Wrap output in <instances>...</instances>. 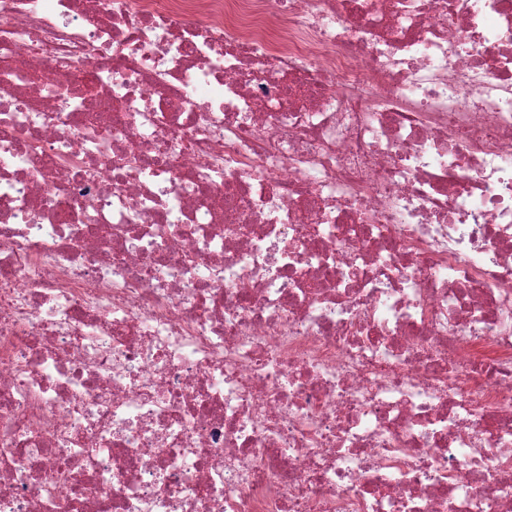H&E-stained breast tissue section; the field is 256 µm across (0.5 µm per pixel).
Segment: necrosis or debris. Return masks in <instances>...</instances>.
<instances>
[{"instance_id": "obj_1", "label": "necrosis or debris", "mask_w": 512, "mask_h": 512, "mask_svg": "<svg viewBox=\"0 0 512 512\" xmlns=\"http://www.w3.org/2000/svg\"><path fill=\"white\" fill-rule=\"evenodd\" d=\"M0 512H512V0H0Z\"/></svg>"}]
</instances>
